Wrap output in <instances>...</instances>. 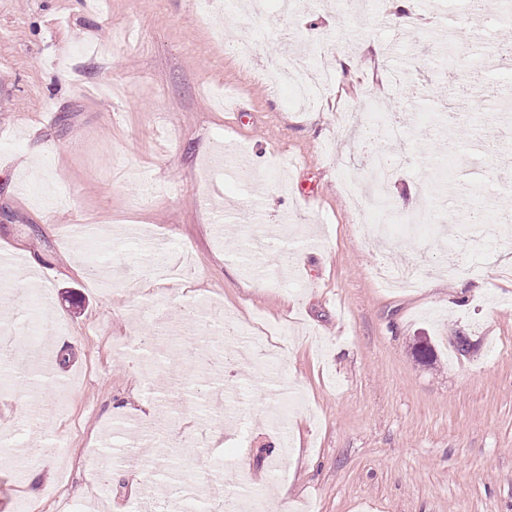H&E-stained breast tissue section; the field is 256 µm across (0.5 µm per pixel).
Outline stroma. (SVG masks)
Listing matches in <instances>:
<instances>
[{
	"label": "stroma",
	"instance_id": "35a3bbf8",
	"mask_svg": "<svg viewBox=\"0 0 512 512\" xmlns=\"http://www.w3.org/2000/svg\"><path fill=\"white\" fill-rule=\"evenodd\" d=\"M500 0L459 18L415 0L396 22L382 4L310 0L224 17L193 0H0V254L13 255L0 321L32 333L60 321L47 369L65 385L0 384V512H72L90 501L94 454L120 444L121 406L166 394L148 416L161 446L135 463L171 471L210 512L223 484L247 512H512V60L476 74L435 50L447 28L495 57L512 44ZM322 67L358 54L324 99L292 103L260 74L295 29ZM248 37L250 68L224 50ZM402 115L437 113L392 144L405 164L387 193L420 234L374 239L345 181L371 187L365 146L380 93ZM245 143L247 177L216 166ZM486 191L475 196L472 183ZM79 224L108 225L82 238ZM135 225L139 237L122 238ZM453 234L471 263L465 290L444 269ZM260 244L253 267L239 248ZM414 267L387 289L376 261ZM166 353L151 374L112 343L152 331ZM210 299L242 324L288 322L234 361L203 369L184 308ZM427 337L432 359L413 346ZM469 347L455 348L457 337ZM192 435L196 446H177Z\"/></svg>",
	"mask_w": 512,
	"mask_h": 512
}]
</instances>
